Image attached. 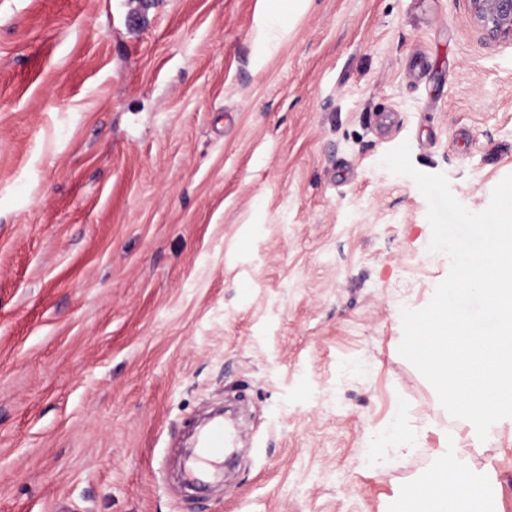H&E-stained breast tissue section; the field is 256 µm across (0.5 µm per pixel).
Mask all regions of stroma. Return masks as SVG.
<instances>
[{
  "label": "stroma",
  "mask_w": 512,
  "mask_h": 512,
  "mask_svg": "<svg viewBox=\"0 0 512 512\" xmlns=\"http://www.w3.org/2000/svg\"><path fill=\"white\" fill-rule=\"evenodd\" d=\"M404 142L473 212L512 174L467 0H0V512H387L455 424L398 352L450 269ZM237 398L250 448L188 489Z\"/></svg>",
  "instance_id": "35a3bbf8"
}]
</instances>
